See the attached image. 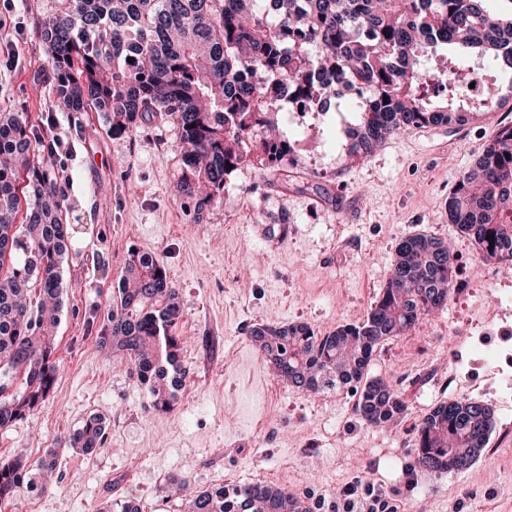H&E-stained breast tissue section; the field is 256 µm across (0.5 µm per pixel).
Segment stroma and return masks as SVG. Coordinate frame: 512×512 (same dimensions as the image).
Segmentation results:
<instances>
[{
  "label": "stroma",
  "instance_id": "1",
  "mask_svg": "<svg viewBox=\"0 0 512 512\" xmlns=\"http://www.w3.org/2000/svg\"><path fill=\"white\" fill-rule=\"evenodd\" d=\"M58 7L59 0L0 5V110L26 113L46 128L72 228L56 390L0 430L2 455L22 451L34 460L59 447L58 477L0 512H99L129 496L145 512H182L170 480L205 490L251 476L307 494L311 512H334L344 487L367 482L402 506L421 502L424 512H512V437L491 434L492 455L458 474L422 472L412 451L415 425L444 400L437 378L453 377L456 398L512 416V369L484 372L468 339L492 308L495 335L512 350V264L502 280L485 279L470 240L445 211L486 131L499 125L498 113L412 129L356 164L322 129L303 130L289 170L311 176L313 189L269 184L264 170L247 166L199 211L176 187L180 142L170 123L156 120L115 139L101 113L70 112L57 102L38 28ZM418 233L453 246L469 293L374 354L367 374L400 393L401 421L374 427L339 392L309 394L276 381L249 340L251 328L306 324L325 334L364 320L396 245ZM134 248L163 259L183 309L188 375L169 412L155 410L147 391L97 344ZM93 414L105 418L104 449H67Z\"/></svg>",
  "mask_w": 512,
  "mask_h": 512
}]
</instances>
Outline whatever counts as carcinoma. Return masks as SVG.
I'll list each match as a JSON object with an SVG mask.
<instances>
[{
  "label": "carcinoma",
  "instance_id": "cac0c4a2",
  "mask_svg": "<svg viewBox=\"0 0 512 512\" xmlns=\"http://www.w3.org/2000/svg\"><path fill=\"white\" fill-rule=\"evenodd\" d=\"M492 0H61L39 36L54 73V92L69 112H100L114 138L131 136L154 119L168 120L183 152L178 191L200 205L217 199L226 177L246 165L281 176L293 153L280 130L282 99L298 91L311 109L336 100L360 115L340 128L351 161L370 157L387 137L425 125L466 120L512 100V10ZM450 97L429 95L421 58ZM495 62L496 90L468 98L462 63ZM250 81L241 82L242 74ZM373 89L377 110L366 112L356 84ZM50 140L23 112H0V429L43 406L59 371L55 340L64 292L62 263L71 243L63 223L57 177L41 161ZM24 223H16L21 202ZM448 222L486 262L512 261V124L498 127L446 203ZM494 239H487V236ZM455 253L428 234L401 240L386 287L364 321L321 334L308 325L258 323L250 340L271 369L305 392L362 385L357 416L372 425L398 421L404 401L366 372L379 346L406 335L443 309L456 278ZM183 313L164 263L129 251L113 289L98 345L127 367L158 411L174 409L186 378L180 356L187 337ZM494 428L492 409L468 399L436 406L417 425L416 466L428 474L458 473L475 462ZM106 442L105 423L89 416L68 441L91 454ZM57 448L31 464L0 455V504L20 498L32 471L52 473ZM184 512H310L276 484L215 485L202 491L175 483Z\"/></svg>",
  "mask_w": 512,
  "mask_h": 512
}]
</instances>
